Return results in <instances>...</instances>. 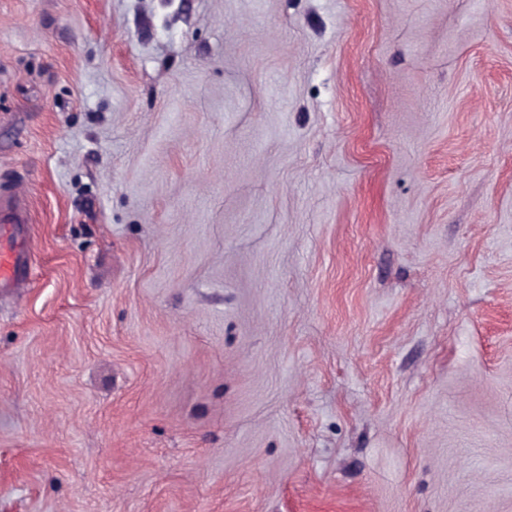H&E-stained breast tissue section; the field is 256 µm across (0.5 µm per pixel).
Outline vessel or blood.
I'll return each mask as SVG.
<instances>
[{
    "mask_svg": "<svg viewBox=\"0 0 512 512\" xmlns=\"http://www.w3.org/2000/svg\"><path fill=\"white\" fill-rule=\"evenodd\" d=\"M28 218L21 203L0 197V288L19 286L29 241L21 231Z\"/></svg>",
    "mask_w": 512,
    "mask_h": 512,
    "instance_id": "vessel-or-blood-1",
    "label": "vessel or blood"
}]
</instances>
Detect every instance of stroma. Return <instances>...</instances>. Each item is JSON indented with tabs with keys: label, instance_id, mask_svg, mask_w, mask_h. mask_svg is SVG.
I'll list each match as a JSON object with an SVG mask.
<instances>
[{
	"label": "stroma",
	"instance_id": "35a3bbf8",
	"mask_svg": "<svg viewBox=\"0 0 512 512\" xmlns=\"http://www.w3.org/2000/svg\"><path fill=\"white\" fill-rule=\"evenodd\" d=\"M0 512H512V0H0ZM28 218L21 203L15 198L0 197V288L19 286L29 241L20 225Z\"/></svg>",
	"mask_w": 512,
	"mask_h": 512
}]
</instances>
